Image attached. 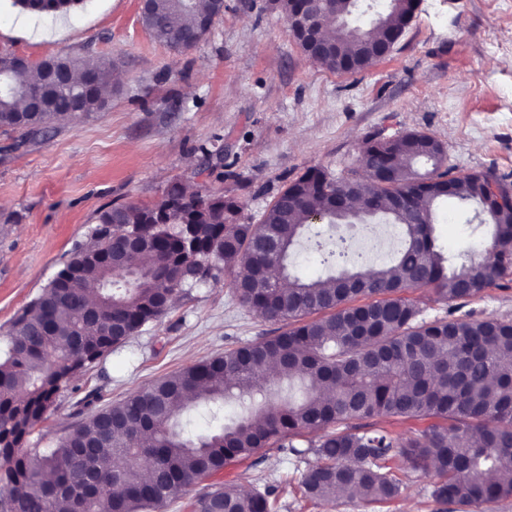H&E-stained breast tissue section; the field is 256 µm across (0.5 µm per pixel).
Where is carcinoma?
Returning a JSON list of instances; mask_svg holds the SVG:
<instances>
[{
  "label": "carcinoma",
  "mask_w": 512,
  "mask_h": 512,
  "mask_svg": "<svg viewBox=\"0 0 512 512\" xmlns=\"http://www.w3.org/2000/svg\"><path fill=\"white\" fill-rule=\"evenodd\" d=\"M83 0H12L24 12L66 15ZM375 10L366 26L354 16ZM345 24L328 36L333 48L311 58L332 73H360L380 61V47L405 30L407 0H338ZM224 14L218 0H154L140 14L159 43L177 52L193 49L204 23ZM59 77L46 96V111H27V97L43 88V64L0 56V128L40 135L67 114L102 111L114 93L118 62L68 53L46 59ZM31 73L23 80L20 75ZM361 166H392L399 179L384 184L363 177L355 196L370 210L338 206L341 182L310 167L281 188L259 223L237 199L175 182L151 206L113 204L98 211L92 243L11 321L0 346V483L10 496L0 512H157L187 486L204 481L260 448H282L314 461L300 473L305 499L332 501L337 494L391 501L402 481L388 462L401 457L437 478L432 497L471 505L512 498V320L455 316L467 302L512 269V202L491 199L483 183L491 172H454L448 148L436 137L408 130L369 139ZM399 194L410 211L383 201ZM477 206L475 218L491 226L500 251L451 263L439 250L434 224L441 202ZM319 223L333 230L375 224L401 230L394 263L375 267L365 249L340 235L315 242L322 264L361 283L338 288L340 276L310 279L292 269L290 257L306 231ZM195 227V247L181 232ZM134 235L143 246L123 254ZM229 276L237 303L281 327L273 336L161 377L128 398L80 421L50 448L15 449L43 421L62 389L91 364L124 346L141 328L165 315L174 295ZM286 288H269L274 279ZM95 301L87 300L88 285ZM409 288H429L448 314L427 319ZM278 365L267 372L269 363ZM209 428L185 433L194 413ZM434 419L406 438L365 419ZM112 437H104V429ZM290 480L278 486L288 488ZM276 486V487H278ZM276 487L243 494L234 484L200 493L194 512H277Z\"/></svg>",
  "instance_id": "obj_1"
}]
</instances>
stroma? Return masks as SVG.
Here are the masks:
<instances>
[{
    "label": "stroma",
    "instance_id": "obj_1",
    "mask_svg": "<svg viewBox=\"0 0 512 512\" xmlns=\"http://www.w3.org/2000/svg\"><path fill=\"white\" fill-rule=\"evenodd\" d=\"M63 51L118 59L121 82L102 112L55 122L34 141L0 130V342L75 245L89 242L98 210L153 204L175 182L235 197L257 222L307 168L347 171L367 137L415 128L447 145L450 166L492 171L512 186V0H420L390 55L360 74L312 64L273 0H224L210 33L182 54L142 26L138 0H83L56 17L0 0V55L36 63ZM217 148L239 182L206 166L204 150ZM435 236L456 258L481 254L490 229L451 201L439 209ZM466 308L512 319V275ZM277 329L224 285L192 289L71 381L47 414L42 444L164 375ZM389 466L403 481L391 502L319 503L293 492L281 496L280 512H512V500L435 501L430 475L401 459ZM296 468L282 450L264 448L217 479L261 489L296 477Z\"/></svg>",
    "mask_w": 512,
    "mask_h": 512
}]
</instances>
